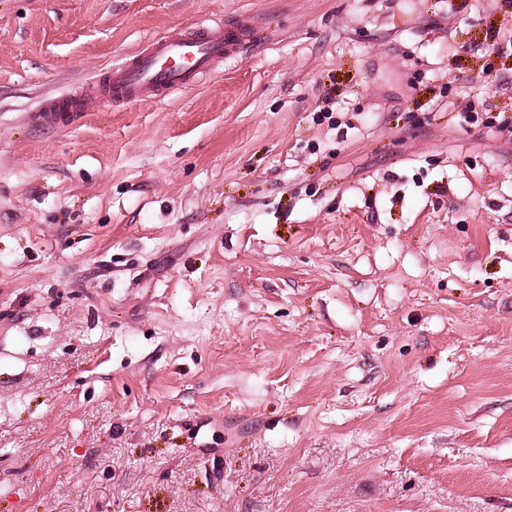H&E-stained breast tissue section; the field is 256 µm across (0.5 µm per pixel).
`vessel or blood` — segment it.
Listing matches in <instances>:
<instances>
[{"instance_id": "vessel-or-blood-1", "label": "vessel or blood", "mask_w": 512, "mask_h": 512, "mask_svg": "<svg viewBox=\"0 0 512 512\" xmlns=\"http://www.w3.org/2000/svg\"><path fill=\"white\" fill-rule=\"evenodd\" d=\"M252 33L249 19L209 20L187 30L156 37L105 72L100 91L113 100L137 103L196 87L215 63L232 57ZM96 107L94 97L65 92L46 99L37 111L50 125L70 124Z\"/></svg>"}]
</instances>
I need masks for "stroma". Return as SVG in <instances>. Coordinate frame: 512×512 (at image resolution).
Instances as JSON below:
<instances>
[{"mask_svg": "<svg viewBox=\"0 0 512 512\" xmlns=\"http://www.w3.org/2000/svg\"><path fill=\"white\" fill-rule=\"evenodd\" d=\"M0 512H512V0H0ZM210 19L188 30L152 38L112 65L96 85L107 97L125 103L155 99L196 87L214 72V64L232 57L252 33L249 19ZM96 100L92 96L72 93L71 90L46 99L38 109L37 118L50 125L70 124L92 112Z\"/></svg>", "mask_w": 512, "mask_h": 512, "instance_id": "obj_1", "label": "stroma"}]
</instances>
